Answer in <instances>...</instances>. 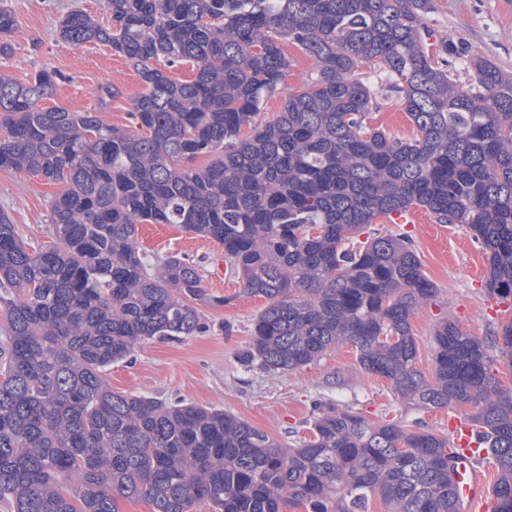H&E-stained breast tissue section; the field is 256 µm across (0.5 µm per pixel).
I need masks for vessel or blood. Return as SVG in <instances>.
I'll return each instance as SVG.
<instances>
[{
    "label": "vessel or blood",
    "mask_w": 512,
    "mask_h": 512,
    "mask_svg": "<svg viewBox=\"0 0 512 512\" xmlns=\"http://www.w3.org/2000/svg\"><path fill=\"white\" fill-rule=\"evenodd\" d=\"M451 431L457 455V496L464 512H469L472 505L483 502L487 495L485 479L474 464L481 443L463 420H454Z\"/></svg>",
    "instance_id": "vessel-or-blood-1"
}]
</instances>
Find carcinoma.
<instances>
[{"mask_svg":"<svg viewBox=\"0 0 512 512\" xmlns=\"http://www.w3.org/2000/svg\"><path fill=\"white\" fill-rule=\"evenodd\" d=\"M109 24L75 11L57 35L110 46L144 90L126 126L95 110L44 107L61 75H0V170L60 186L52 240L29 244L0 211V504L8 512H462L451 438L315 404L311 436L285 447L214 407L112 390L107 371L145 341L209 331L222 306L187 255L153 265L138 224H178L218 242L246 293L265 300L240 353L248 368L297 371L336 345L423 408L463 414L497 472L492 512H512V387L482 340L453 322L415 367L410 320L436 296L407 235L354 234L412 206L464 224L486 255L485 288L512 298V77L442 40L431 0H99ZM14 15L0 4V56ZM315 68L283 80L288 46ZM191 64L189 81L153 66ZM462 59L468 84L448 78ZM373 67L413 126L368 119ZM283 97L276 118L259 119ZM208 157L204 166L196 165ZM493 347L512 363V321Z\"/></svg>","mask_w":512,"mask_h":512,"instance_id":"1","label":"carcinoma"}]
</instances>
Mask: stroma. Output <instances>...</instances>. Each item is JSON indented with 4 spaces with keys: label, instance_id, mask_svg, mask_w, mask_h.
<instances>
[{
    "label": "stroma",
    "instance_id": "1",
    "mask_svg": "<svg viewBox=\"0 0 512 512\" xmlns=\"http://www.w3.org/2000/svg\"><path fill=\"white\" fill-rule=\"evenodd\" d=\"M15 18L11 51L0 57V74L23 80L42 69L60 73L46 106L73 112L98 111L107 123L128 124L143 85L133 65L97 43L71 47L57 36L61 19L80 10L107 23L99 0H6ZM428 26L436 39L463 43L470 55L492 61L512 75V0H433ZM114 90L101 100V87ZM57 185L24 171H0V210L24 239L46 241L51 230L50 201ZM414 224H392L378 218L371 229L405 233L414 241L421 268L437 288L434 300L422 304L410 320L417 345L416 367L433 374V333L445 320L481 340L512 320V299L500 300L484 290V251L463 224H441L419 210ZM139 240L150 262L179 253L190 256L204 274L208 292L226 297V305L201 306L207 333L180 341L148 342L131 360L113 365L108 381L114 391L144 394L169 402L183 400L216 407L268 432L283 444L306 437L314 403L349 405L367 420L397 419L422 423L447 433L448 422L462 415L459 407L417 409L390 390L386 380L360 368L351 347L340 346L300 370L265 373L242 365L237 355L249 340L250 324L265 301L246 294L232 271L222 279L212 273L224 258L216 241L169 224H143Z\"/></svg>",
    "mask_w": 512,
    "mask_h": 512
}]
</instances>
